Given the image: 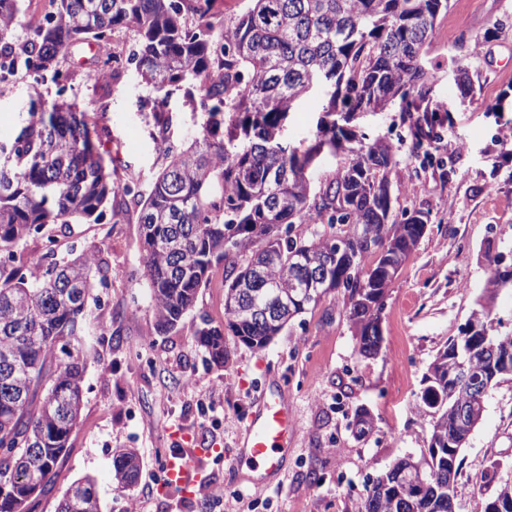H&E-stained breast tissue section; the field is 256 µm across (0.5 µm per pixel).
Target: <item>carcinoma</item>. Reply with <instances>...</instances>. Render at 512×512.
Returning a JSON list of instances; mask_svg holds the SVG:
<instances>
[{
	"instance_id": "cac0c4a2",
	"label": "carcinoma",
	"mask_w": 512,
	"mask_h": 512,
	"mask_svg": "<svg viewBox=\"0 0 512 512\" xmlns=\"http://www.w3.org/2000/svg\"><path fill=\"white\" fill-rule=\"evenodd\" d=\"M29 2L0 0V82L22 72L58 91L37 98L16 136L0 142V512H28L45 493L80 420L91 337L105 332L90 319V305L100 304L94 290L109 279L99 254L72 248L48 272L54 249L38 259L15 253L51 224H97L108 212L120 223L138 207L141 270L160 334L196 308L213 268L224 265V322L204 318L195 332L215 365L228 358L224 331L264 348L332 293L359 354L379 353L389 287L431 224L428 212L394 208L391 176L403 150L415 160L439 150L440 109L423 106L425 54L448 12V0H251L226 19L216 0H47L48 22L21 40L16 27ZM119 27L136 35V76L158 94L156 105L187 84L189 102L207 112L187 145L160 140L166 165L146 187L114 181L100 151L108 128L62 99V65ZM456 72L460 94H472L469 67ZM320 90L326 114L345 120L372 100L382 110L398 104L407 135L354 142L332 120L307 149L282 145L288 112ZM326 149L340 164L316 184L310 169ZM487 263L490 290L512 288L507 265ZM318 270L330 279L312 297ZM257 306L272 314L258 315ZM458 354L490 389L512 376L511 333L491 329L459 347L448 338L418 396L430 417L421 486L406 484L400 459L372 478L357 512H453L448 474L461 467V413L475 427L484 412L451 373ZM351 425L357 439L376 428L364 407ZM139 474L134 449L113 456L117 487ZM57 512H101L94 479L73 482Z\"/></svg>"
}]
</instances>
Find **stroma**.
<instances>
[{
	"label": "stroma",
	"instance_id": "35a3bbf8",
	"mask_svg": "<svg viewBox=\"0 0 512 512\" xmlns=\"http://www.w3.org/2000/svg\"><path fill=\"white\" fill-rule=\"evenodd\" d=\"M497 21L502 29H494ZM92 56L88 47L76 50L67 97L110 126L106 150L117 177L149 181L165 163L160 136L174 144L191 141L202 117L186 104L183 88L174 87L165 104L171 122L159 131L150 92L134 70L125 69L118 85H105L91 75ZM457 61L473 75L474 93L465 98L453 80ZM425 65L435 76L430 103L448 110L436 128L444 163L423 167L405 157L392 177L394 206L430 212L433 222L389 289L375 357L359 355L340 302L329 296L265 348L227 336L228 360L210 365L195 330L202 319L224 320L223 268L214 269L180 327L162 335L140 270L135 222L106 218L57 233L58 252L75 244L99 252L109 264L103 302L92 312L106 332L93 339L97 354L87 363L84 406L69 451L32 512H56L71 483L86 475L96 480L101 512H128L131 502L142 503L145 512H199V497L165 492L153 473L155 459L171 451L190 458L205 490L236 499L238 512H357L372 475L398 459L426 455L429 422L417 399L422 377L484 291L485 243L512 247V0H449ZM38 93L54 97L55 87L33 86L21 74L0 84V141L14 137ZM323 104L314 95L295 106L283 122L282 143L311 144L326 118ZM394 117L390 110L358 112L343 128L358 138H392ZM275 382L294 407L296 431L279 485L256 489L230 470L228 459L255 397ZM359 405L376 421L365 440L348 427ZM173 428L183 430L186 440L172 441ZM218 442L223 454L203 455V448ZM121 448L136 449L142 467L137 484L126 489L112 477L113 456ZM461 456L455 510L472 512L476 495L493 497L512 477V380L489 390Z\"/></svg>",
	"mask_w": 512,
	"mask_h": 512
}]
</instances>
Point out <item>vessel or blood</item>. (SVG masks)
<instances>
[{
    "instance_id": "vessel-or-blood-1",
    "label": "vessel or blood",
    "mask_w": 512,
    "mask_h": 512,
    "mask_svg": "<svg viewBox=\"0 0 512 512\" xmlns=\"http://www.w3.org/2000/svg\"><path fill=\"white\" fill-rule=\"evenodd\" d=\"M296 419L291 404L275 386L262 393L258 406L245 427L233 468L248 467L254 486H268L271 475L280 471L292 445ZM165 486L184 495L197 492L202 477L183 454L174 453L164 460Z\"/></svg>"
}]
</instances>
